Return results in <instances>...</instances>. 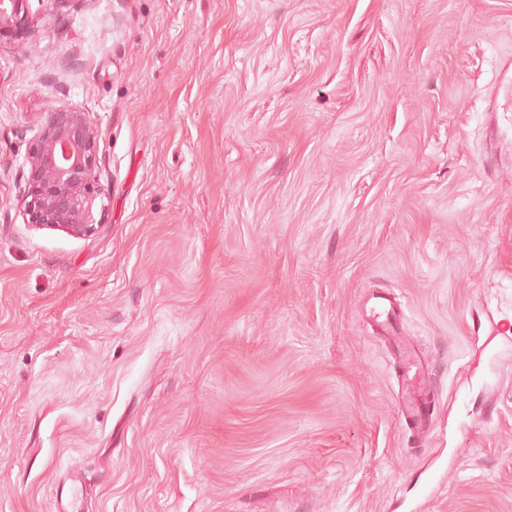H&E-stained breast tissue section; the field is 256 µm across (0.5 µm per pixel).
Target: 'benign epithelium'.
Returning a JSON list of instances; mask_svg holds the SVG:
<instances>
[{
    "label": "benign epithelium",
    "instance_id": "7a95c632",
    "mask_svg": "<svg viewBox=\"0 0 512 512\" xmlns=\"http://www.w3.org/2000/svg\"><path fill=\"white\" fill-rule=\"evenodd\" d=\"M27 0H0V42L24 47L35 34ZM99 139L86 113L53 107L43 113L29 156L24 215L39 228L90 237L102 224L108 204L95 177Z\"/></svg>",
    "mask_w": 512,
    "mask_h": 512
}]
</instances>
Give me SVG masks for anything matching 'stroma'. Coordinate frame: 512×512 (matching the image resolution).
I'll return each instance as SVG.
<instances>
[{
    "label": "stroma",
    "instance_id": "35a3bbf8",
    "mask_svg": "<svg viewBox=\"0 0 512 512\" xmlns=\"http://www.w3.org/2000/svg\"><path fill=\"white\" fill-rule=\"evenodd\" d=\"M28 6L0 46V512H52L74 468L91 512H512V128L485 112L512 0ZM52 103L99 130L87 238L24 218ZM407 368V399L402 411L403 416L406 421L409 420L424 432L428 422L424 409L431 389L430 381L410 356H407Z\"/></svg>",
    "mask_w": 512,
    "mask_h": 512
}]
</instances>
